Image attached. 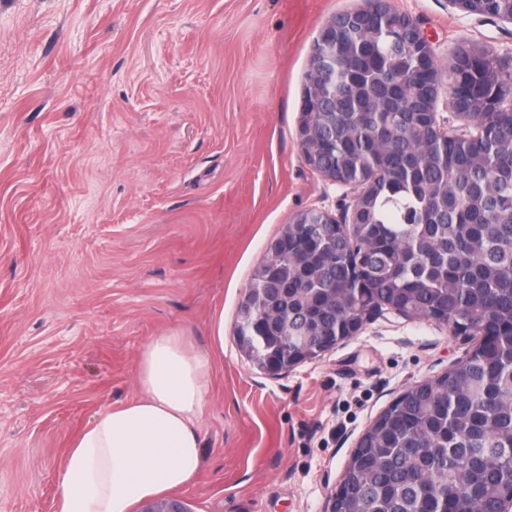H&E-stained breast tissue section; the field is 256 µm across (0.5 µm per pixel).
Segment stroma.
Returning <instances> with one entry per match:
<instances>
[{"label": "stroma", "mask_w": 512, "mask_h": 512, "mask_svg": "<svg viewBox=\"0 0 512 512\" xmlns=\"http://www.w3.org/2000/svg\"><path fill=\"white\" fill-rule=\"evenodd\" d=\"M441 73L512 70V24L391 0ZM364 0H0V512H57L70 440L137 392L153 336L216 358L187 512H327L362 435L475 341L382 309L278 376L235 339L269 243L351 190L300 150L314 41Z\"/></svg>", "instance_id": "stroma-1"}]
</instances>
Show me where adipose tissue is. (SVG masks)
Here are the masks:
<instances>
[{
    "mask_svg": "<svg viewBox=\"0 0 512 512\" xmlns=\"http://www.w3.org/2000/svg\"><path fill=\"white\" fill-rule=\"evenodd\" d=\"M215 361L177 332L150 337L136 396L99 413L71 442L57 512H132L200 478L201 418Z\"/></svg>",
    "mask_w": 512,
    "mask_h": 512,
    "instance_id": "adipose-tissue-1",
    "label": "adipose tissue"
}]
</instances>
